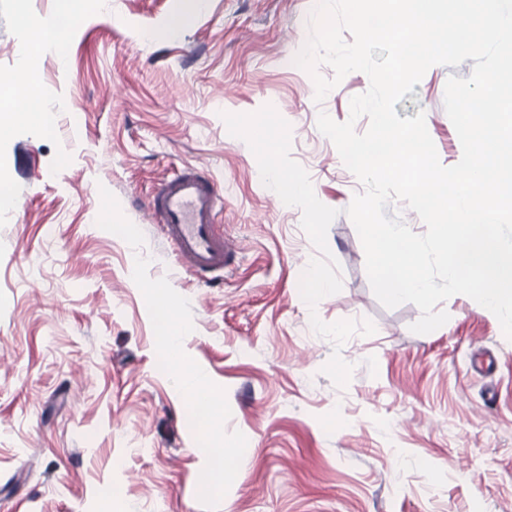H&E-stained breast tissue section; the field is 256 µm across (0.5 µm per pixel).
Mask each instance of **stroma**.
Segmentation results:
<instances>
[{
  "mask_svg": "<svg viewBox=\"0 0 512 512\" xmlns=\"http://www.w3.org/2000/svg\"><path fill=\"white\" fill-rule=\"evenodd\" d=\"M183 3L74 0L39 65L46 121L0 140L16 202L0 209V512H512V340L460 294L444 326L411 332L420 310L377 300L345 213L362 185L317 118L347 121L368 77L315 102L293 65L315 0H203L165 34ZM61 7L0 0V78L26 50L17 15ZM473 65L432 66L395 106L425 114L447 167L462 147L445 84ZM270 112L297 204L255 147ZM187 166L224 189L231 260L212 279L145 220ZM311 270L329 285L316 303ZM149 286L181 304L182 352L224 393L240 481L219 484L197 451ZM267 152V171L272 176L276 191L278 192L281 199L286 203H298L305 195V189L303 184L296 181H290L281 177L280 168L278 163L277 152Z\"/></svg>",
  "mask_w": 512,
  "mask_h": 512,
  "instance_id": "35a3bbf8",
  "label": "stroma"
}]
</instances>
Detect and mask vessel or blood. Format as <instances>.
<instances>
[{
	"instance_id": "obj_1",
	"label": "vessel or blood",
	"mask_w": 512,
	"mask_h": 512,
	"mask_svg": "<svg viewBox=\"0 0 512 512\" xmlns=\"http://www.w3.org/2000/svg\"><path fill=\"white\" fill-rule=\"evenodd\" d=\"M223 204L224 194L218 184L192 166L157 188L149 209L151 221L173 245L178 264L186 272L223 271L227 254L224 234L216 224Z\"/></svg>"
}]
</instances>
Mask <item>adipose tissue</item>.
I'll use <instances>...</instances> for the list:
<instances>
[{
  "mask_svg": "<svg viewBox=\"0 0 512 512\" xmlns=\"http://www.w3.org/2000/svg\"><path fill=\"white\" fill-rule=\"evenodd\" d=\"M70 17L69 8L52 19L36 23L26 14H19V25L29 34V51L19 72L13 78L0 81V138L17 124H41L44 118L41 91L36 71L43 54L55 49L57 39ZM149 303L162 322L159 343L171 351L170 368L188 401L198 410V447L215 476L233 480L238 472V456L224 446V396L206 385L195 366L179 354L181 340L187 334L180 309L175 300L157 289H147Z\"/></svg>",
  "mask_w": 512,
  "mask_h": 512,
  "instance_id": "obj_1",
  "label": "adipose tissue"
}]
</instances>
